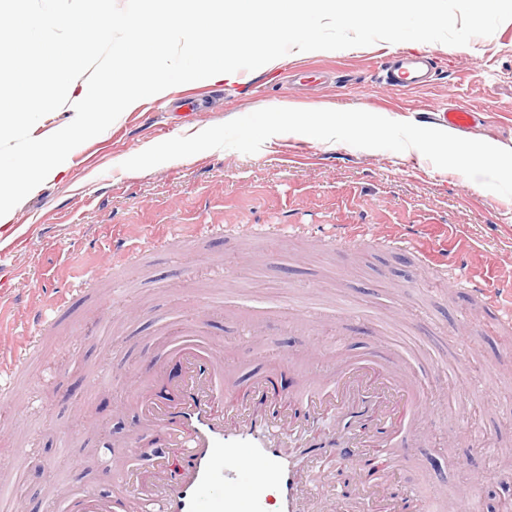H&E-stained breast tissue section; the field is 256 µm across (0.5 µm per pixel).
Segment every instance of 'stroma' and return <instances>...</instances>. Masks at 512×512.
<instances>
[{"mask_svg":"<svg viewBox=\"0 0 512 512\" xmlns=\"http://www.w3.org/2000/svg\"><path fill=\"white\" fill-rule=\"evenodd\" d=\"M434 55L429 86L398 91L375 76L379 41L291 52L231 80L203 79L131 104L67 157L0 222L14 250L0 264V334L24 362L0 429V484L9 512H47L54 490L114 485L141 415L132 386L151 396L180 371L163 328L213 304L207 331L234 375L291 400L312 358L329 370L356 356L399 353L435 403L401 452L396 479L451 501L491 458L512 459V323L484 308L480 286L512 291V198L402 152L272 136L254 154L212 149L142 171L121 164L168 140L269 107L359 109L439 127L453 103L475 114L465 139L512 150V20L465 46L417 43ZM323 69L314 88L283 62ZM266 84L262 95L251 87ZM268 224L288 225L278 237ZM362 224L353 250L335 249V225ZM415 231L448 255L425 265L387 247ZM53 309L51 324L31 314Z\"/></svg>","mask_w":512,"mask_h":512,"instance_id":"stroma-1","label":"stroma"}]
</instances>
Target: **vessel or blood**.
Returning <instances> with one entry per match:
<instances>
[{
  "instance_id": "vessel-or-blood-1",
  "label": "vessel or blood",
  "mask_w": 512,
  "mask_h": 512,
  "mask_svg": "<svg viewBox=\"0 0 512 512\" xmlns=\"http://www.w3.org/2000/svg\"><path fill=\"white\" fill-rule=\"evenodd\" d=\"M432 59L425 52H399L381 65L382 82L403 91L430 82ZM440 120L452 129L467 128L471 111L456 104ZM182 366L174 387L177 400H152L144 405L139 431L161 429L169 447L179 449L185 468L177 483L156 464L151 487L124 502L125 512H304L313 499L293 457L283 453L285 433L302 434L319 427L321 440L310 451L313 469H326L334 456L350 465L368 467L369 476L352 482L348 498L365 512H406L408 503L394 496L386 475L397 461L404 440L416 435L428 410L424 399L397 366L356 356L335 375L309 370L302 392L294 398L301 413L284 418L246 408L244 400L226 398L224 357L210 345L193 339L173 352ZM51 512H113L112 500L96 487L55 497Z\"/></svg>"
}]
</instances>
